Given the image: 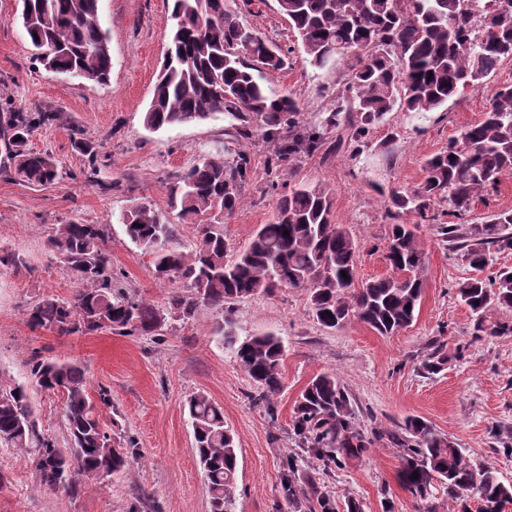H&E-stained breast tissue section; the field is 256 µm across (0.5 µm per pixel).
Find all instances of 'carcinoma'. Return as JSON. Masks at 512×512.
Wrapping results in <instances>:
<instances>
[{"mask_svg": "<svg viewBox=\"0 0 512 512\" xmlns=\"http://www.w3.org/2000/svg\"><path fill=\"white\" fill-rule=\"evenodd\" d=\"M22 27L35 60L46 69L98 84L109 82L112 57L99 16V0H19ZM295 34V42L311 66L324 68L352 58L350 79L336 93L324 119L327 129L345 128L361 147L372 130L395 108L431 112L464 94L479 90L497 66L512 59V9L502 0H484L477 32L470 18L477 0H278ZM175 25L172 54L165 59L144 126L200 124L224 114L236 120L230 136L243 150L232 161L221 155H200L171 177V211L148 200L120 216L129 240L152 256V273L171 285L163 309L139 299L123 286L125 274L112 268L103 226L60 224L49 240L79 281L73 301L46 298L33 305L28 324L60 336L103 327L126 335L149 336L175 315L183 322L199 310L218 318L212 336L252 381L253 398L273 411L283 390L282 340L268 332L240 338L234 305L252 296L291 288L307 293L309 311L327 329L356 318L382 336L411 326L420 308L426 255L418 225L434 223L437 234L477 274L458 283L457 296L474 315L472 336L512 335V322L494 316L496 308L512 307V267L483 278L478 272L494 255L512 252V210L497 211L483 224H463L471 204L512 174V86L493 95L484 119L462 129L448 147L425 161V177L414 190L389 191L395 209L417 217L414 224H393L386 260L392 274L356 284L360 246L340 224L331 222V199L320 186L298 185L276 191L273 219L258 227L248 245L231 246L224 238V218L243 203L242 187L251 172L248 144H269L267 171L277 175L302 153L319 150L324 134L305 126L298 100L266 84L264 74L288 64L284 50L261 38L226 0H172ZM54 120L50 112L0 114V168L30 184H48L57 166L48 155L27 149L34 128ZM448 203L454 220L437 222L435 202ZM178 220L197 226L198 240L189 252L178 245ZM347 276H342V273ZM407 273L403 278L400 273ZM448 362L439 345L422 361L424 372L436 374ZM65 395L64 420L68 447L39 433L33 418L29 387ZM88 391L84 369L74 363L38 357L29 364L28 383L0 386V446L35 449L40 485L79 492L83 476H110L130 465L129 450L113 446L101 426L99 408L111 403L108 390ZM193 428V450L208 483L210 512H234L237 445L224 427V411L204 394L186 403ZM291 431L299 447L326 468L342 467L375 441L387 438L403 449L399 479L406 491L429 504L442 491L448 512H507L512 482L478 465L432 425L409 417L392 430L368 438L357 424L345 386L334 374L311 378L295 402ZM282 485L288 503L315 501L320 512H336L327 490L309 479L297 483V460L287 459ZM418 476H413V473Z\"/></svg>", "mask_w": 512, "mask_h": 512, "instance_id": "obj_1", "label": "carcinoma"}]
</instances>
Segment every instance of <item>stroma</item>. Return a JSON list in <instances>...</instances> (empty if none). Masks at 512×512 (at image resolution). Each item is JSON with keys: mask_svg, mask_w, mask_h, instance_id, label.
<instances>
[{"mask_svg": "<svg viewBox=\"0 0 512 512\" xmlns=\"http://www.w3.org/2000/svg\"><path fill=\"white\" fill-rule=\"evenodd\" d=\"M232 7L260 36L291 49L287 67L268 72L266 81L298 98L306 124H321L332 91L349 79V63L318 69L305 62L292 49L295 37L277 0H234ZM17 14L18 0H0V112L57 113V121L31 135L28 147L52 155L60 177L40 186L0 172V255L20 257L18 265H0V385L25 383L35 354L79 364L90 393L104 387L112 395L111 406L100 410L102 427L112 438L134 439L137 455L126 472L86 479L73 495L44 489L32 455L0 447V512H209L184 410L186 399L200 393L223 407L224 424L237 441L235 512H286L281 479L291 455L298 458V481L327 486L337 503L354 498L365 512H424L399 483L401 451L389 441L331 470L299 450L290 429L293 408L320 373L335 374L348 389L365 435L418 416L471 459L512 481V456L497 450L498 439L512 436V335L472 338L473 316L455 292L470 269L429 224L417 230L427 257L423 298L405 330L382 336L356 319L340 329L323 328L309 312L306 293L288 288L238 304L240 336L272 332L286 349L284 388L269 408L250 399L249 379L213 340V310H200L188 323L167 316L155 336H124L108 328L59 336L31 328L29 307L47 295L70 301L78 290L48 245L56 227L72 221L103 225L114 269L125 273L140 297L165 306L169 289L154 279L149 256L129 241L120 215L142 199L166 209L174 172L209 152L233 157L239 144L228 133L230 119L221 116L155 132L143 124L173 25L170 0H99L112 55L105 85L44 69ZM504 85H512V60L503 61L481 89L446 107L390 112L365 147L351 143L344 130L328 131L327 142H338V149L297 155L279 180L324 187L332 223L360 244L358 280L389 275L387 191L421 184L425 160L480 122ZM77 136L91 142L99 157L95 181L82 173L85 157L73 146ZM267 153L260 140L250 148L243 203L224 222L233 246H246L272 218L276 198L267 188ZM115 181L120 189H112ZM438 342L449 361L429 375L420 364ZM30 400L39 432L66 447L64 394L34 389Z\"/></svg>", "mask_w": 512, "mask_h": 512, "instance_id": "stroma-1", "label": "stroma"}]
</instances>
